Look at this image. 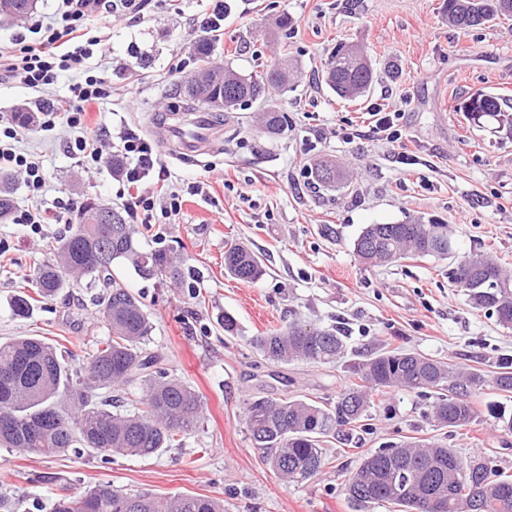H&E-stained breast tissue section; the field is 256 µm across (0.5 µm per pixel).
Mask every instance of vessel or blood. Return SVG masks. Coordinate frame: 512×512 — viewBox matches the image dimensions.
Listing matches in <instances>:
<instances>
[{"mask_svg": "<svg viewBox=\"0 0 512 512\" xmlns=\"http://www.w3.org/2000/svg\"><path fill=\"white\" fill-rule=\"evenodd\" d=\"M174 113H166L153 117L155 129L162 134V144L174 157L201 156L213 149L214 143L220 138L222 129L215 122L214 115L199 112L195 115L192 128L185 129L174 121Z\"/></svg>", "mask_w": 512, "mask_h": 512, "instance_id": "obj_1", "label": "vessel or blood"}]
</instances>
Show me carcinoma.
<instances>
[{"mask_svg":"<svg viewBox=\"0 0 512 512\" xmlns=\"http://www.w3.org/2000/svg\"><path fill=\"white\" fill-rule=\"evenodd\" d=\"M35 7V0H3L0 17L19 21ZM448 23L469 31L499 17H512V0H444ZM217 35L196 42L198 58L215 52ZM288 45L283 56L262 70L242 75L230 67L206 64L184 77L179 91L193 102L209 103L217 93L233 89L231 107L255 102L270 90L288 89ZM324 82L342 99L365 96L373 82L369 59L349 56L340 43L331 53ZM458 111L475 124L512 129V104L496 94L479 91L464 100ZM284 114L270 107L264 127L279 134ZM317 184L331 187L342 175L325 160L314 162ZM12 177L0 173V223L10 219L14 200ZM97 203L86 201L69 234L49 246L52 259L34 271L32 287L42 298L65 286L66 275L108 283L98 301L109 330L89 354L84 377H78L58 357L55 348L36 336L0 342V414L12 415L14 426L0 428V447L52 458L87 448L106 456L157 454L195 429L202 416L198 393L183 381L162 373L144 346L152 324L140 297L112 276L116 261L130 265L145 279L178 276L177 257L168 249H142L138 231L124 215L112 211V225L94 223ZM357 256L367 264L383 265L411 256L446 259L452 251L448 225L436 220H408L400 224H368L354 242ZM224 269L236 279L255 281L266 270L259 258L240 244L224 251ZM448 278L464 289L476 309L495 315L499 325L512 327V272L490 255L476 254L448 270ZM348 336L341 329L314 328L292 323L256 339L257 348L273 362L332 363L344 354ZM360 383L347 387L325 404L309 399L259 396L247 403L245 425L249 438L272 471L289 484L318 476L324 466L322 443L329 437L345 442L372 417L374 397L393 388L431 396L429 417L443 428L466 429L477 419L470 396L490 384L512 391V358L498 360L497 371L486 379L479 371H461L424 355L378 349L350 366ZM144 385L134 413L106 409L110 401L99 391L134 383ZM349 499L361 504L394 505L401 512H512V474L500 471L481 456L464 458L438 445L403 444L381 448L362 460L345 484ZM52 512H224V504L205 496L178 494L153 499L131 495L112 485L99 484L84 492L61 494Z\"/></svg>","mask_w":512,"mask_h":512,"instance_id":"carcinoma-1","label":"carcinoma"}]
</instances>
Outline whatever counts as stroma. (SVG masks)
Masks as SVG:
<instances>
[{"mask_svg": "<svg viewBox=\"0 0 512 512\" xmlns=\"http://www.w3.org/2000/svg\"><path fill=\"white\" fill-rule=\"evenodd\" d=\"M225 3L212 64L247 74L288 52L296 82L270 99L288 125L268 134L249 107L226 113L223 140L204 158L162 155L182 210L169 223L139 225V238L144 247L177 254L179 276L147 280L114 266L121 284L147 306L149 348L161 367L199 394L201 425L179 445L146 458L108 459L86 449L43 458L0 447V494L17 499L19 512H50L63 489L101 483L158 498L212 497L223 501L224 512H397L353 503L344 485L364 456L406 441L439 443L464 457L479 454L512 474V435L488 413L493 405L512 413V393L490 387L472 399L478 420L458 431L427 419L429 398L392 390L377 400L357 443L324 442L322 473L295 486L275 477L244 421L247 402L258 395L334 400L352 382L349 364L376 348L417 352L488 376L501 357H512V329L472 308L448 279L450 267L479 252L512 270V133L469 123L455 110L477 91L512 99V20L464 34L449 25L443 0ZM206 9L205 0H152L143 16L90 22L89 33L109 47L91 60L109 91L101 111L89 112L78 129L35 125L21 131L20 149L40 156L49 174L45 206L91 198L122 208L124 186L111 165L82 170L68 143L94 135L101 124L110 127L114 148L124 124L159 140L152 116L177 104V80L197 69V19ZM284 12L295 21L285 41L272 34ZM341 42L364 46L375 67V83L359 102L338 98L318 80ZM77 80L63 72L40 92L17 79L2 82L0 115L21 107L35 113L46 101H63ZM376 105L397 113L398 142L367 136ZM403 153L410 164L399 163ZM321 156L348 172L349 184L315 187L310 165ZM194 185L199 194H189ZM13 197L15 217L0 224V340L40 337L83 371L95 344L108 336L96 306L101 284L70 282L34 303L25 318L11 308L47 259V243L67 235L76 216L63 212L61 223L35 230L18 221L31 206L22 183H15ZM420 217L448 224L452 257L371 266L356 255L354 241L365 225ZM231 240L252 249L264 276L245 282L225 273L224 245ZM228 314L238 322L232 336L223 328ZM291 322L344 329L345 355L331 364L265 361L254 338Z\"/></svg>", "mask_w": 512, "mask_h": 512, "instance_id": "obj_1", "label": "stroma"}]
</instances>
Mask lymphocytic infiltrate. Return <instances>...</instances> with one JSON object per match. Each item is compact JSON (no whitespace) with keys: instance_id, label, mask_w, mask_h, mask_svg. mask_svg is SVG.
I'll use <instances>...</instances> for the list:
<instances>
[{"instance_id":"lymphocytic-infiltrate-1","label":"lymphocytic infiltrate","mask_w":512,"mask_h":512,"mask_svg":"<svg viewBox=\"0 0 512 512\" xmlns=\"http://www.w3.org/2000/svg\"><path fill=\"white\" fill-rule=\"evenodd\" d=\"M51 16L30 17L23 32L17 33L12 45H0V81L18 79L29 88L41 90L53 84L59 73L75 72L78 80L71 87L66 108L44 109L38 116L42 128L56 124L72 128L82 126L88 106L100 104L108 95L105 80L95 75L90 65L94 55L104 53L103 41L82 36L89 18L138 15L150 0H55ZM122 153L126 160L120 174L130 190L124 209L131 223H150L154 213L164 218L178 215L183 198L167 191L169 172L162 164L152 143L130 128H121ZM19 127L11 119L0 117V171L16 175L28 191L33 206L25 215L26 223L40 226L49 217L40 201L47 175L39 157L19 149Z\"/></svg>"}]
</instances>
